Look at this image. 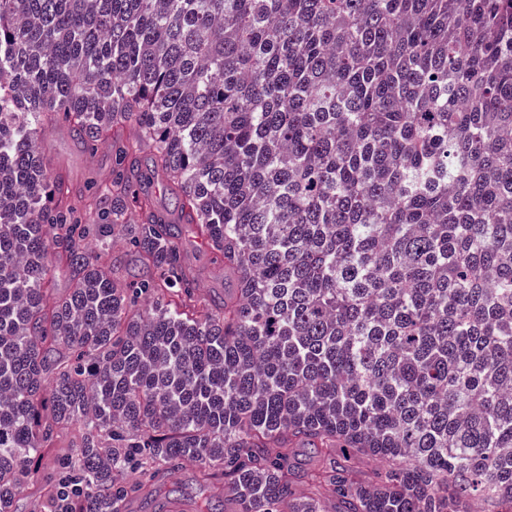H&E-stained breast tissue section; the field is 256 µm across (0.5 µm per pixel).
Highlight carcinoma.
<instances>
[{
  "mask_svg": "<svg viewBox=\"0 0 512 512\" xmlns=\"http://www.w3.org/2000/svg\"><path fill=\"white\" fill-rule=\"evenodd\" d=\"M58 117L112 140L89 194ZM186 462L196 512H512V0H0V512L47 465L48 512H128ZM42 147L73 189L88 193L89 181L106 179L112 174V141H102L93 152H88L76 140L72 127L63 121L47 133ZM187 261L198 275L202 293L224 296V288H231V283L224 281V263L215 260L210 251L191 235L184 239ZM109 253L115 266L119 269V275H123L128 280L146 275V269L136 265L133 257H131L129 247L123 240L117 239L112 244Z\"/></svg>",
  "mask_w": 512,
  "mask_h": 512,
  "instance_id": "1",
  "label": "carcinoma"
}]
</instances>
